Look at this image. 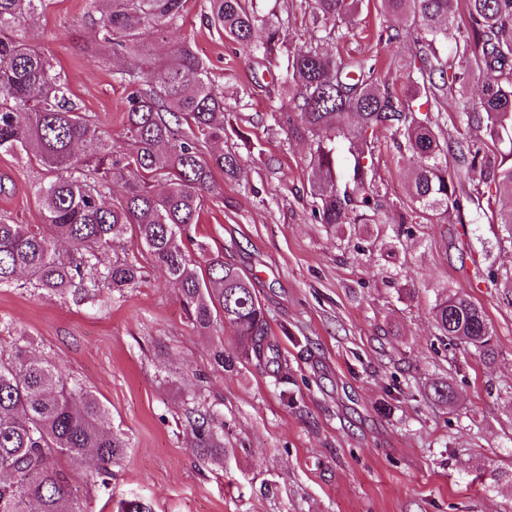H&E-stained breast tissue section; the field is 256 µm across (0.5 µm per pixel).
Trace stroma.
Listing matches in <instances>:
<instances>
[{"instance_id":"stroma-1","label":"stroma","mask_w":512,"mask_h":512,"mask_svg":"<svg viewBox=\"0 0 512 512\" xmlns=\"http://www.w3.org/2000/svg\"><path fill=\"white\" fill-rule=\"evenodd\" d=\"M263 7L287 19L285 49L311 42L309 0ZM207 10L208 0H185L166 41L190 38L223 89L232 112L224 149L240 156L241 172L216 174L224 194L192 234L251 279L288 379L276 382L253 359L231 372L217 365L211 347L235 346L233 333L197 329L177 286L129 242L114 252L137 260L143 279L103 290L96 305L0 288V354L19 342L52 361L96 394L107 426L129 442L108 484L88 475L82 512H119L134 499L154 512H512V229L469 205L417 212L400 235L414 161L384 131L372 143L383 223L315 222L310 142L285 126L292 93L236 54L206 24ZM385 26L409 47L419 36L383 16L379 0H361L346 39L321 48L376 57L382 84L404 96L398 60L377 39ZM27 32L121 149L133 89L87 53L88 0H44ZM48 177L37 162L0 153V218L41 224L34 187ZM451 292L484 311L493 357L444 344L433 308ZM438 382L450 403L434 398ZM199 403L224 424V461L201 462L192 446L184 413Z\"/></svg>"}]
</instances>
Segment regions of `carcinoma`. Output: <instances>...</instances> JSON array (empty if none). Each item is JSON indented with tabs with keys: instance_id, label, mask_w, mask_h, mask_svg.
I'll list each match as a JSON object with an SVG mask.
<instances>
[{
	"instance_id": "obj_1",
	"label": "carcinoma",
	"mask_w": 512,
	"mask_h": 512,
	"mask_svg": "<svg viewBox=\"0 0 512 512\" xmlns=\"http://www.w3.org/2000/svg\"><path fill=\"white\" fill-rule=\"evenodd\" d=\"M257 0H209V25L247 59L257 58L282 73L294 92L295 112L288 135H316L311 154L310 195L321 224H354L358 217L378 220L384 204L373 189L371 138L378 128L402 137L416 166L410 173L411 210L400 215L409 232L413 213L460 208L466 200L486 208L502 224H512V209L497 210L512 198V0H464L468 27L481 52L474 60L454 62L440 51L455 20L458 0H381L388 15H402L421 35L404 47L402 33L380 34L399 56L410 93L399 97L378 83L370 58L337 61L317 46L288 53L280 66L285 22L261 14ZM312 24L321 41L344 37L356 0H313ZM43 0H0V152L25 155L52 177L39 184L41 225L0 220V287L25 276V283L52 296H71L77 305L94 303L102 289L122 290L142 278L128 258L105 265L101 256L122 240L144 249L178 285L195 325L203 330L229 327L265 366H282L278 346L268 340L267 313L250 279L224 256L191 235L205 205L218 193L214 171L233 179L240 157L215 145L224 143V91L208 76L205 62L185 38L172 49L154 34L179 23L185 0H89L98 15L93 58L101 63L129 59L118 70L121 81L143 84L129 99L126 148L118 153L96 120L78 111L53 59L33 48L25 22ZM482 75L481 97L469 103L471 72ZM461 101V129L448 148L441 107L448 95ZM358 128L347 133V119ZM486 128L491 142L473 136ZM352 136L354 163L339 187L336 138ZM479 181L448 177V159ZM124 191L112 196V182ZM195 246L197 261L186 243ZM434 319L449 343L493 353L485 315L458 294L435 304ZM230 371L238 355L224 343L212 351ZM107 409L90 390L68 383L55 364L35 358L16 344L0 357V512H81L80 475L57 468L66 458L80 467L96 465L107 482L112 467L126 454L127 443L105 430ZM187 420L194 448L203 461L227 455L215 417L192 407Z\"/></svg>"
}]
</instances>
